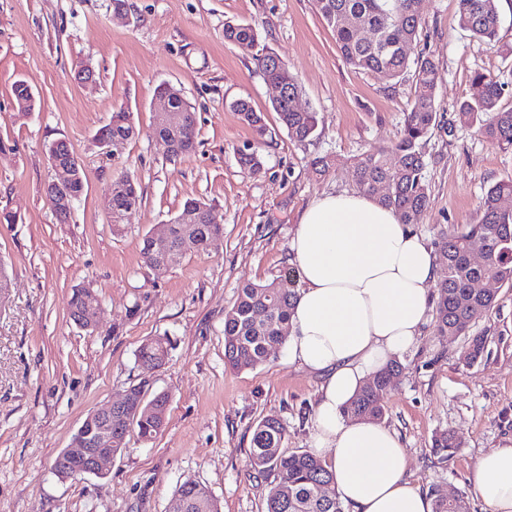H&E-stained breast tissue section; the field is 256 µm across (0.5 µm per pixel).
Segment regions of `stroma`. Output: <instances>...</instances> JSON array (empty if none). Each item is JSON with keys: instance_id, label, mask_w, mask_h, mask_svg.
<instances>
[{"instance_id": "35a3bbf8", "label": "stroma", "mask_w": 512, "mask_h": 512, "mask_svg": "<svg viewBox=\"0 0 512 512\" xmlns=\"http://www.w3.org/2000/svg\"><path fill=\"white\" fill-rule=\"evenodd\" d=\"M0 0V512H174L175 490L193 479L221 512H265L268 480L247 465L252 427L275 416L288 451L311 448L322 379L280 349L270 363L234 371L224 365V312L245 282L266 284L292 270L289 242L303 210L325 193H353L351 164L363 150L391 146L415 95L406 72L396 85L350 67L314 0ZM494 41L458 24V0H420L423 29L410 54L437 63L439 124L423 144L429 205L414 230L429 246L441 232L478 219L487 188L512 179V148L494 146L460 122L461 102L479 93L474 72L512 70V0H496ZM229 20L255 23L302 86L300 105L316 112L312 140H290L272 110L274 90L252 53L227 44ZM95 74L83 83L82 69ZM24 81L38 104L24 114L12 86ZM181 89L197 112L194 150L167 158L154 136L162 104L155 89ZM244 99L266 116L257 136L229 108ZM133 115L135 137L122 153H103L94 135L116 109ZM64 140L85 172L69 223H57L46 196L55 173L48 147ZM264 168L241 169L244 146ZM330 156L318 175L311 162ZM132 176L142 202L120 234L109 226L114 176ZM211 203L224 235L209 251L185 244L181 262L158 274L140 256L143 236L160 231L186 199ZM91 285L102 312L88 332L69 318L73 288ZM471 334L487 338L474 365L467 343H446L426 324L386 401L384 426L396 432L412 480L429 496H467L470 512H489L467 476L494 448L512 446V285ZM168 335L172 348L154 373L136 361L141 344ZM171 396L163 429L137 434L104 476L66 482L52 472L87 414L118 400L143 376ZM450 431L460 446L448 461L431 452Z\"/></svg>"}]
</instances>
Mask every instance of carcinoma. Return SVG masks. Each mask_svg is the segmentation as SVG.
<instances>
[{"instance_id": "obj_1", "label": "carcinoma", "mask_w": 512, "mask_h": 512, "mask_svg": "<svg viewBox=\"0 0 512 512\" xmlns=\"http://www.w3.org/2000/svg\"><path fill=\"white\" fill-rule=\"evenodd\" d=\"M324 22L336 35V42L354 69L382 75L394 82L414 69L416 91L410 109L405 113L398 140L387 148H371L352 163L354 181L366 196L392 209L403 224H416L429 204L426 181L427 162L423 141L438 126L435 92L442 80L435 61L427 55L410 57L409 46L420 37L422 18L418 0H315ZM459 25L471 36L492 40L496 37L499 16L495 0H458ZM224 41L241 50L252 51L258 44L256 27L247 22L224 23ZM257 67L265 82L281 86L280 98L273 101V110L289 138L298 144L309 141L317 131V113L299 111L294 99L301 85L281 58L272 51L255 55ZM472 82L481 87L480 97L460 104L458 116L462 123L476 128L486 141L503 149L512 148V105L504 100L512 96V78L476 72ZM13 95L17 106L34 109L36 99L29 87L18 82ZM243 123L256 134L265 131L264 115L244 99L229 104ZM172 121L155 129V135L171 159L189 154L197 136V115L184 99L171 103ZM134 136L130 113L112 112V151L118 152ZM240 166L251 174L264 168L257 150L250 147L239 153ZM74 179L67 193L77 199L84 190L85 173L78 159H73ZM142 195L130 176L121 174L112 180V229L120 230L123 216L140 204ZM194 220L181 222L184 214ZM171 241L168 249H153L152 235L142 238L140 253L150 269L161 273L182 259L180 242L194 238L197 247L207 250L224 233L212 207L197 198H188L181 211L171 220ZM484 253L485 262L474 264L469 254L475 247ZM439 251L444 258L436 285V335L446 341L468 337L462 353L467 365L482 358L487 338L468 336L471 324L497 303V292L481 293L472 285L485 279L512 284V180L491 185L480 203V218L441 238ZM297 275L290 272L268 284L244 283L237 289L234 304L224 312V363L234 370L253 369L267 364L285 344V329L297 300ZM171 346L167 336H155L144 342L137 352V361L159 366ZM402 371L392 361L368 379L346 406L348 417L381 421L385 416L384 400L395 378ZM163 420L156 414L142 412L132 421L112 416V453L122 452L125 438L133 430L149 440L162 428ZM285 424L276 417H264L254 427L248 450L247 467L259 476H271L273 485L266 499V512H345L336 495L332 474L327 466L308 452H286ZM460 443L446 431L434 439L432 452L440 460L455 453ZM185 512H220L211 490L196 481H186L177 488ZM434 512H469L466 496L452 499L439 497Z\"/></svg>"}]
</instances>
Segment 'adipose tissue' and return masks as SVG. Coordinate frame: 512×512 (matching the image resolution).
Returning <instances> with one entry per match:
<instances>
[{"label":"adipose tissue","mask_w":512,"mask_h":512,"mask_svg":"<svg viewBox=\"0 0 512 512\" xmlns=\"http://www.w3.org/2000/svg\"><path fill=\"white\" fill-rule=\"evenodd\" d=\"M289 250L302 286L288 355L325 376L313 454L347 512H433L395 433L344 413L365 380L421 336L439 276L433 248L373 199L327 193L303 211ZM468 481L491 512H512V447L483 454Z\"/></svg>","instance_id":"1"}]
</instances>
